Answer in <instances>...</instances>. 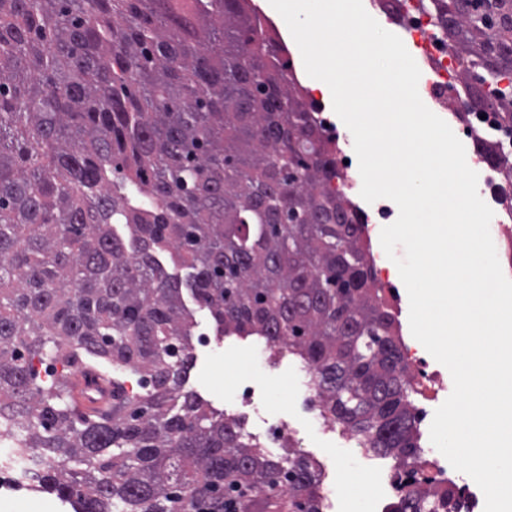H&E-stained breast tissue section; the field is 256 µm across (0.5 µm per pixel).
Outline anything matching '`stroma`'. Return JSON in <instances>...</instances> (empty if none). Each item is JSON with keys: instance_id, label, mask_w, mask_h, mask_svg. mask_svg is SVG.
Segmentation results:
<instances>
[{"instance_id": "obj_1", "label": "stroma", "mask_w": 512, "mask_h": 512, "mask_svg": "<svg viewBox=\"0 0 512 512\" xmlns=\"http://www.w3.org/2000/svg\"><path fill=\"white\" fill-rule=\"evenodd\" d=\"M251 3L286 46L293 74L308 97L317 101L324 117L334 126H341L342 121L334 112L331 99L321 97L315 88V79L307 75L300 50L283 19L269 12L268 0H251ZM350 198L370 218L371 255L378 266L391 267L392 262L380 244L384 223L379 214L387 211L391 216H398L397 205L387 198L364 202L356 189L351 191ZM222 344L223 351L219 354L193 345L194 361L187 389L193 390L210 408L222 411L225 417L241 419L249 432L270 423L285 421L293 424L308 419L311 429L304 436L301 448L324 468L327 485L335 486L337 496L368 500L369 495L363 490L367 483V466L390 471L395 469L396 462L392 457L361 448L357 439L342 426L324 427L322 419L306 399L299 374L301 359L289 353L281 357L271 356L265 340L258 336H226ZM244 382L252 383L256 388L255 399L249 405L237 402L234 394L235 387Z\"/></svg>"}]
</instances>
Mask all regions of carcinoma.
Segmentation results:
<instances>
[{
    "instance_id": "obj_1",
    "label": "carcinoma",
    "mask_w": 512,
    "mask_h": 512,
    "mask_svg": "<svg viewBox=\"0 0 512 512\" xmlns=\"http://www.w3.org/2000/svg\"><path fill=\"white\" fill-rule=\"evenodd\" d=\"M428 2L473 99L508 81L512 129V0ZM280 53L249 0H0V437L75 512H321L311 461L185 390L186 290L217 334L288 342L363 447L416 458L400 326ZM48 358L110 406L80 411Z\"/></svg>"
}]
</instances>
